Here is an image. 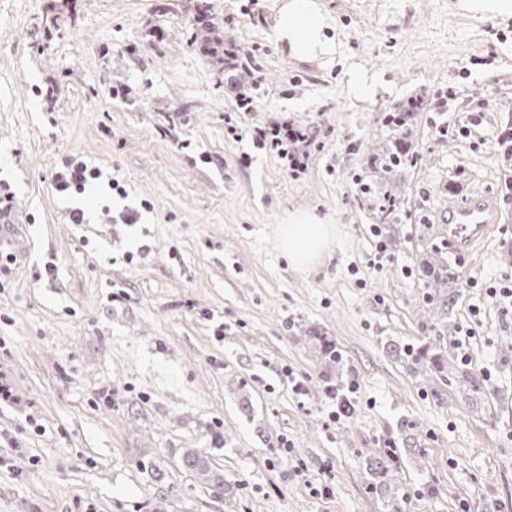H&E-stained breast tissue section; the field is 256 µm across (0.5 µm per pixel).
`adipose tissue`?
<instances>
[{
	"mask_svg": "<svg viewBox=\"0 0 512 512\" xmlns=\"http://www.w3.org/2000/svg\"><path fill=\"white\" fill-rule=\"evenodd\" d=\"M273 39L301 61L331 62L340 53L336 20L319 0H284ZM335 235V225L313 212L300 211L280 226L279 247L291 266L306 271L328 256Z\"/></svg>",
	"mask_w": 512,
	"mask_h": 512,
	"instance_id": "adipose-tissue-1",
	"label": "adipose tissue"
}]
</instances>
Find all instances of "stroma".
I'll list each match as a JSON object with an SVG mask.
<instances>
[{
  "instance_id": "35a3bbf8",
  "label": "stroma",
  "mask_w": 512,
  "mask_h": 512,
  "mask_svg": "<svg viewBox=\"0 0 512 512\" xmlns=\"http://www.w3.org/2000/svg\"><path fill=\"white\" fill-rule=\"evenodd\" d=\"M321 2L331 64L275 46L282 0H209L205 22L263 76L245 115L223 57L200 49L196 0H0V512H512V304L483 289L512 286V20L450 0ZM352 63L374 79L366 98L348 93ZM275 121L319 127L303 171L253 144ZM73 154L103 172L83 224L53 187ZM478 200L491 235L448 242L449 210ZM306 210L337 235L297 271L278 229ZM434 245L485 405L386 351L434 338L418 272ZM333 387L353 404L339 421ZM405 419L424 430L392 507L367 459L398 448ZM187 448L230 493L184 467Z\"/></svg>"
}]
</instances>
